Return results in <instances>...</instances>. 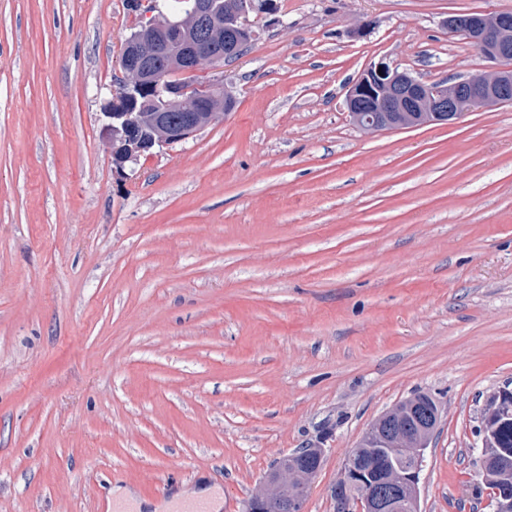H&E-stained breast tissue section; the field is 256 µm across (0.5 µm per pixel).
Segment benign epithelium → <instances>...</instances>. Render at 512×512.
Instances as JSON below:
<instances>
[{
	"label": "benign epithelium",
	"instance_id": "1",
	"mask_svg": "<svg viewBox=\"0 0 512 512\" xmlns=\"http://www.w3.org/2000/svg\"><path fill=\"white\" fill-rule=\"evenodd\" d=\"M448 33L462 34L489 61L512 60V14L470 12L451 14L446 20ZM232 25L224 20L222 0H186V8L174 15L160 14L121 45V91L103 107V131L115 169L152 155L157 147L182 142L220 120L223 113L212 108L214 94L224 85H186L167 82L152 61L161 59L169 69L184 73L196 71L203 63L223 67L224 50L241 52L236 45H225ZM154 89L168 103L183 112L182 121L171 124L167 111L154 110L141 116L136 93ZM512 105V70L491 68L451 84L427 83L407 70L380 60L369 65L347 89L345 105L354 125L367 135L427 125L454 124L467 112L478 108ZM419 404L413 397L376 419L366 430L365 439L379 436L385 444V459L395 451L414 452L410 465L388 467L378 477L365 473L359 465L361 448L345 460L330 496L334 512H420L419 477L426 449L439 420L433 406L426 416L401 425L396 419L413 414ZM512 409V390L491 394L481 414L480 464L483 479L503 487L492 503L493 512H512V470L493 471L490 449L497 447L496 433L501 418ZM318 470L280 471L277 482L311 480ZM275 484L258 490L250 512H265L274 498Z\"/></svg>",
	"mask_w": 512,
	"mask_h": 512
}]
</instances>
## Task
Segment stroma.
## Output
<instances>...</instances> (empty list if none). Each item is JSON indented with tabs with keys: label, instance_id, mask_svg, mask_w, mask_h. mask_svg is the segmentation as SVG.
<instances>
[{
	"label": "stroma",
	"instance_id": "obj_1",
	"mask_svg": "<svg viewBox=\"0 0 512 512\" xmlns=\"http://www.w3.org/2000/svg\"><path fill=\"white\" fill-rule=\"evenodd\" d=\"M222 69L235 107L117 173L100 112L147 21L127 0H0V512H107L324 448L303 512L371 423L440 418L421 512H492L487 398L512 389V105L362 133L345 87L490 69L451 14L512 0H277ZM371 30L351 31L362 22Z\"/></svg>",
	"mask_w": 512,
	"mask_h": 512
}]
</instances>
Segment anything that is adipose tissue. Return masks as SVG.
Instances as JSON below:
<instances>
[{
    "label": "adipose tissue",
    "mask_w": 512,
    "mask_h": 512,
    "mask_svg": "<svg viewBox=\"0 0 512 512\" xmlns=\"http://www.w3.org/2000/svg\"><path fill=\"white\" fill-rule=\"evenodd\" d=\"M194 501L206 503L210 512H221L224 506L219 487L205 484L179 489L170 498L159 502L141 499L132 489L117 486L113 488L107 506L112 512H177L178 507Z\"/></svg>",
    "instance_id": "1"
}]
</instances>
